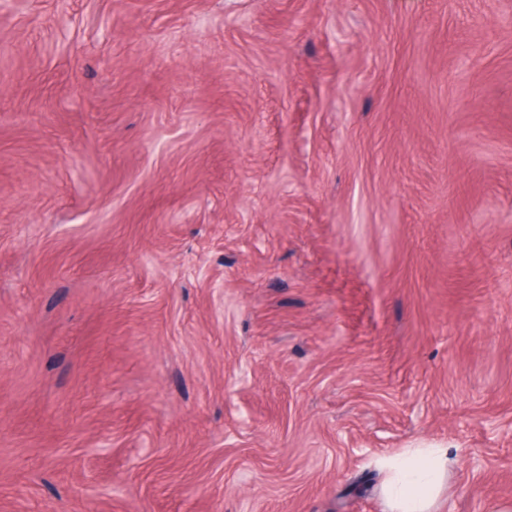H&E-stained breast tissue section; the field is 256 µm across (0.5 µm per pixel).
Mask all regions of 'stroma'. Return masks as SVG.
Returning a JSON list of instances; mask_svg holds the SVG:
<instances>
[{"mask_svg":"<svg viewBox=\"0 0 512 512\" xmlns=\"http://www.w3.org/2000/svg\"><path fill=\"white\" fill-rule=\"evenodd\" d=\"M512 503V0H0V512ZM452 455L451 448H417L392 457L383 488L391 511L436 512Z\"/></svg>","mask_w":512,"mask_h":512,"instance_id":"1","label":"stroma"}]
</instances>
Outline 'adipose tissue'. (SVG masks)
Returning <instances> with one entry per match:
<instances>
[{"mask_svg":"<svg viewBox=\"0 0 512 512\" xmlns=\"http://www.w3.org/2000/svg\"><path fill=\"white\" fill-rule=\"evenodd\" d=\"M451 456L447 448H418L392 457L384 484L391 512H435Z\"/></svg>","mask_w":512,"mask_h":512,"instance_id":"ef3b65f1","label":"adipose tissue"}]
</instances>
